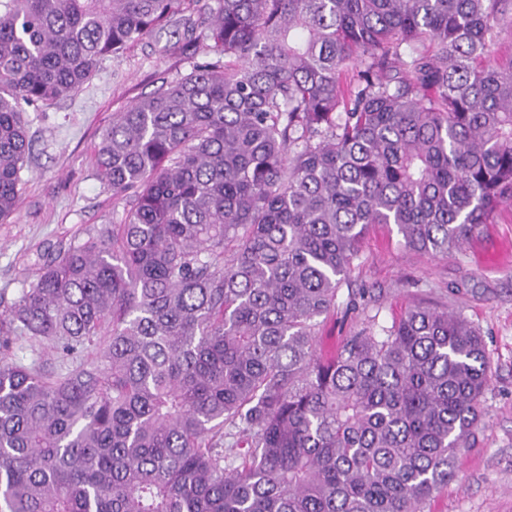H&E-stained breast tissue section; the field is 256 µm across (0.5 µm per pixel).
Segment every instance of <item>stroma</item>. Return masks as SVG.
<instances>
[{"label":"stroma","instance_id":"35a3bbf8","mask_svg":"<svg viewBox=\"0 0 512 512\" xmlns=\"http://www.w3.org/2000/svg\"><path fill=\"white\" fill-rule=\"evenodd\" d=\"M208 49L184 48L164 29L103 59L72 96L27 109L34 151L22 173L16 212L0 223V300L11 302L34 282L38 256L68 245L89 228L112 220V191L94 174L93 150L114 112L189 73ZM512 240V210L479 227L447 256L399 245L395 226L376 224L360 245L348 289L321 328L331 347L365 326H391L408 306L423 304L462 313L486 343L489 385L481 421L458 453L457 480L427 512H512V262L499 241Z\"/></svg>","mask_w":512,"mask_h":512}]
</instances>
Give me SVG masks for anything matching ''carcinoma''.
Masks as SVG:
<instances>
[{"label": "carcinoma", "mask_w": 512, "mask_h": 512, "mask_svg": "<svg viewBox=\"0 0 512 512\" xmlns=\"http://www.w3.org/2000/svg\"><path fill=\"white\" fill-rule=\"evenodd\" d=\"M199 2L0 0L1 224L22 105ZM505 2L217 0L213 56L95 145L121 218L0 310V512H424L479 422L484 337L420 304L333 348L320 326L369 226L446 256L512 206ZM8 357L25 365L43 366L45 370L54 371L59 368L60 361L51 349H32L27 343L19 342L14 345Z\"/></svg>", "instance_id": "1"}]
</instances>
